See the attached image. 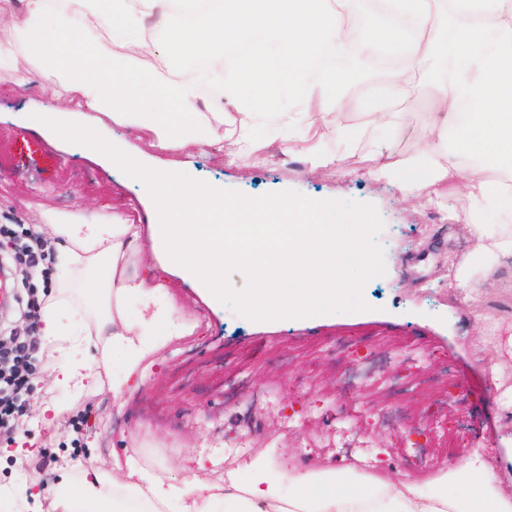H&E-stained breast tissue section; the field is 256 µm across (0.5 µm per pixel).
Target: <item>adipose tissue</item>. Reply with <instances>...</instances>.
<instances>
[{"mask_svg":"<svg viewBox=\"0 0 512 512\" xmlns=\"http://www.w3.org/2000/svg\"><path fill=\"white\" fill-rule=\"evenodd\" d=\"M20 3L17 41L0 42L1 71L53 67L89 108L139 127L163 149L227 144L246 160L266 147L260 133L269 130L285 152L303 155L314 170L353 151L362 136L340 115L345 100L339 89L368 80L386 46L402 47L409 67L389 73L394 92L406 91L413 71L430 68L434 108L424 115L421 144L411 156L391 147L404 130L403 114L375 119L368 175L390 180L406 197L465 191L470 227L490 245L456 269L458 287H469L472 270L491 271L499 257L512 255V0H450L454 26L439 20L435 0H389L397 26L358 40L343 27L354 0H338L333 8L327 0H216L206 10L201 0ZM118 47L130 58L147 55L146 64L127 69L116 60ZM181 51L203 59L204 67L155 86V63ZM248 86L286 89L305 109L225 112V101ZM493 168L504 170V177L490 179ZM488 210L497 212V223L483 221ZM50 226L55 289L43 298L40 335L44 344L57 346L55 384L79 400L115 362L119 371L110 390L120 397L148 357L195 326L172 306L146 321L129 318V299L149 302L151 291L127 274L136 233L121 217L88 224L78 215L57 216ZM78 275L85 282L82 302L74 306L69 296ZM81 346L95 348L99 358L78 355ZM246 472L241 479L229 470L221 482L194 472L177 487L134 461L116 462L79 493L58 482L52 505L63 512H512L493 473L467 464L421 483L362 476L351 467L299 472L259 452ZM452 483L467 486V493L449 496Z\"/></svg>","mask_w":512,"mask_h":512,"instance_id":"obj_1","label":"adipose tissue"}]
</instances>
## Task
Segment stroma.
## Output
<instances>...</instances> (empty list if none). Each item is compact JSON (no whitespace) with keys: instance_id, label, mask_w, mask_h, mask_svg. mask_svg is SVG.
<instances>
[{"instance_id":"stroma-1","label":"stroma","mask_w":512,"mask_h":512,"mask_svg":"<svg viewBox=\"0 0 512 512\" xmlns=\"http://www.w3.org/2000/svg\"><path fill=\"white\" fill-rule=\"evenodd\" d=\"M64 83L62 74L43 68L23 75L0 72V88L8 92L0 97V227L21 226L48 240L50 213H81L91 223L100 214L121 216L138 234L132 273L161 285L156 302L175 304L180 314L201 321L203 331L149 358L133 394L116 399L102 389L83 397L50 428L42 413L45 403L66 394L54 387L45 358H37L22 423L14 433L0 434V512H53L45 489L50 477L62 475L80 487L94 470L108 471L113 460L133 457L143 431L174 442L159 471L175 484L186 478L189 458L202 460L205 477L218 480L211 449L223 445L228 432L248 436L253 448L273 450L278 460H286L289 450L303 448L313 437L294 431L269 446V435L279 434V410L290 404L287 394L274 398L272 407L249 412L238 398L286 375L310 380L314 399L328 395L335 383L332 348L337 337L349 334L370 356L360 382L361 410L390 394L403 407V425L419 419L431 423L438 417V397L461 380L469 391L448 411L462 424L455 436L433 434L422 446L407 447L376 425L374 448L403 458L410 476L421 483L452 463L490 469L500 494L512 501V407L503 406L504 396H512V356L497 350L499 338L512 334V256L501 257L491 274L473 272L478 298L449 286V274L486 246L470 230L464 192L452 191L431 203L402 196L388 181L366 176L371 162L365 141L334 165L314 171L276 143L243 161L213 147L160 150L150 147L138 128L108 123L114 143L143 155L157 169L179 167L194 179L252 197L291 190L313 200H356L376 207L383 227L375 240L384 250L386 273L365 284L366 311L254 322L231 308L215 307L173 273L168 257L153 248L152 201L110 159L31 122L32 113L52 111L96 119L77 95L55 98L45 91L47 85ZM346 99L347 122L361 129L365 140L373 135L376 114L406 113L407 125L394 147L409 155L419 143V115L430 111L433 90L422 77L409 96L399 97L376 76L349 89ZM0 269L9 288L8 302L0 307V334L24 333L28 294L39 282L27 278L13 250L0 251ZM404 336L417 350L449 354V374L428 364L408 390H400L396 382L404 369L396 348Z\"/></svg>"}]
</instances>
